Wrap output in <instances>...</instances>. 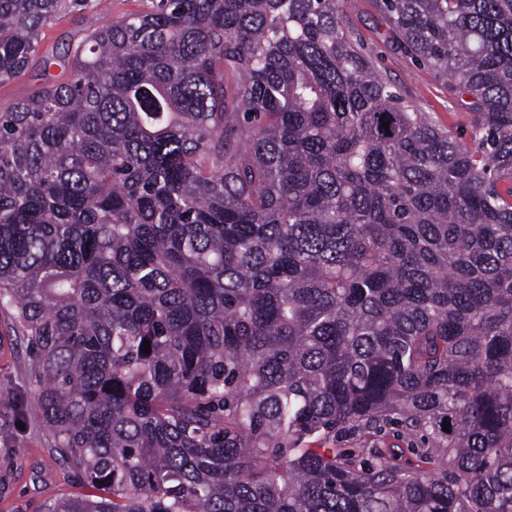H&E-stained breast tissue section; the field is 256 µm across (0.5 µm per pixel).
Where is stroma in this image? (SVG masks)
Returning a JSON list of instances; mask_svg holds the SVG:
<instances>
[{"label":"stroma","instance_id":"1","mask_svg":"<svg viewBox=\"0 0 512 512\" xmlns=\"http://www.w3.org/2000/svg\"><path fill=\"white\" fill-rule=\"evenodd\" d=\"M150 0H112L108 9L64 14L46 28L40 50L27 71L0 83V111L49 81L69 75L66 54L90 31L111 25L120 17L145 9ZM343 20L350 34L364 43L376 65L420 111L432 113L455 132L470 129L472 112L448 90V80L406 52L376 0H344ZM33 361L14 330L10 313L0 310V512H45L53 500L82 492L70 469L51 451L52 434L37 408L32 379ZM421 436L401 434L390 425L382 432L368 430L339 434L340 448H386L397 462L417 464L410 451Z\"/></svg>","mask_w":512,"mask_h":512}]
</instances>
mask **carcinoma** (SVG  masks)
I'll use <instances>...</instances> for the list:
<instances>
[{
    "mask_svg": "<svg viewBox=\"0 0 512 512\" xmlns=\"http://www.w3.org/2000/svg\"><path fill=\"white\" fill-rule=\"evenodd\" d=\"M102 2L0 0V82ZM342 4L157 0L0 112V309L98 490L46 512H512V0H379L466 141ZM392 423L432 469L332 447ZM343 20L364 43L375 64L421 112H430L454 132L470 130L472 111L448 90V79L428 69L398 42L387 16L375 0H344Z\"/></svg>",
    "mask_w": 512,
    "mask_h": 512,
    "instance_id": "cac0c4a2",
    "label": "carcinoma"
}]
</instances>
